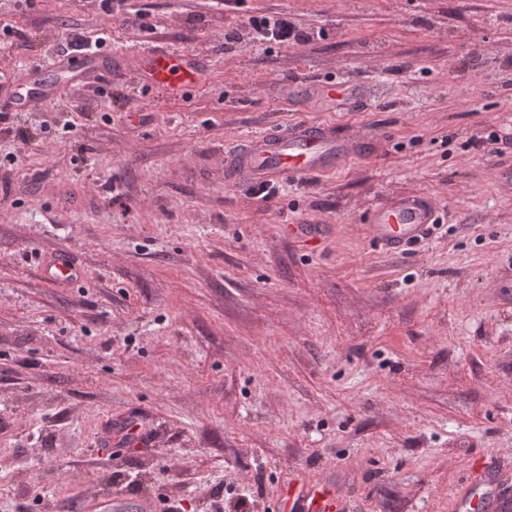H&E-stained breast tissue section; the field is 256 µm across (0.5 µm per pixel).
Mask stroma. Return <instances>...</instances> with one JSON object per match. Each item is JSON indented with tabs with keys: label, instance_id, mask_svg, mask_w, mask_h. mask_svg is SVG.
<instances>
[{
	"label": "stroma",
	"instance_id": "obj_1",
	"mask_svg": "<svg viewBox=\"0 0 512 512\" xmlns=\"http://www.w3.org/2000/svg\"><path fill=\"white\" fill-rule=\"evenodd\" d=\"M119 9L0 0V512H276L320 482L338 512H457L475 463L512 501V0ZM251 12L308 39L256 44ZM101 35L106 72L45 95ZM156 46L205 85L142 84ZM296 121L357 154L268 203L225 182V144ZM406 195L436 221L386 249L370 218ZM60 251L83 282L40 279Z\"/></svg>",
	"mask_w": 512,
	"mask_h": 512
}]
</instances>
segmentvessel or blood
<instances>
[{"mask_svg":"<svg viewBox=\"0 0 512 512\" xmlns=\"http://www.w3.org/2000/svg\"><path fill=\"white\" fill-rule=\"evenodd\" d=\"M202 69L193 56L173 59L167 50L144 54L141 79L171 95H181L199 81ZM356 144L337 135L332 124L293 123L249 138L240 148L226 152L224 174L230 180L264 183L332 170L351 159ZM433 222L422 198H403L377 209L371 228L376 242L396 249L414 242ZM49 284L75 283L81 269L70 253L55 254L42 266ZM282 512H334L335 500L327 486L287 487L280 497Z\"/></svg>","mask_w":512,"mask_h":512,"instance_id":"b4317fda","label":"vessel or blood"}]
</instances>
